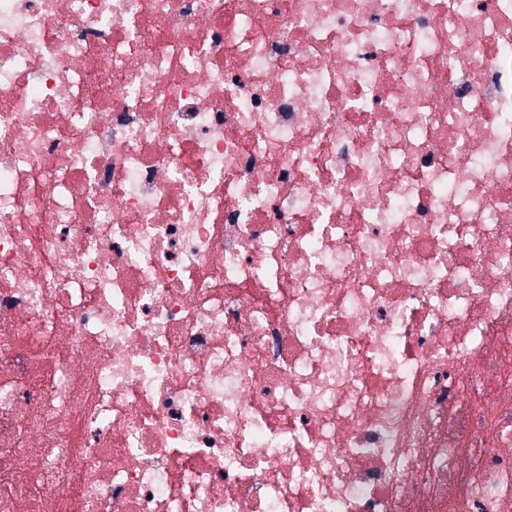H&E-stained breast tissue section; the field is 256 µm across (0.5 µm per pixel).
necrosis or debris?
I'll list each match as a JSON object with an SVG mask.
<instances>
[{
    "mask_svg": "<svg viewBox=\"0 0 512 512\" xmlns=\"http://www.w3.org/2000/svg\"><path fill=\"white\" fill-rule=\"evenodd\" d=\"M0 512H512V0H0Z\"/></svg>",
    "mask_w": 512,
    "mask_h": 512,
    "instance_id": "obj_1",
    "label": "necrosis or debris"
}]
</instances>
